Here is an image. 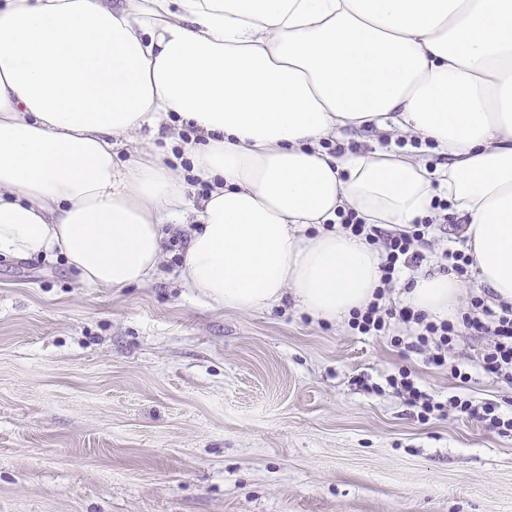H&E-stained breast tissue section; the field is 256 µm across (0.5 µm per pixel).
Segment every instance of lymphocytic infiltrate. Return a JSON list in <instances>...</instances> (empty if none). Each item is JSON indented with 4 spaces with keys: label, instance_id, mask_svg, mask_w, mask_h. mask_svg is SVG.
I'll return each mask as SVG.
<instances>
[{
    "label": "lymphocytic infiltrate",
    "instance_id": "lymphocytic-infiltrate-1",
    "mask_svg": "<svg viewBox=\"0 0 512 512\" xmlns=\"http://www.w3.org/2000/svg\"><path fill=\"white\" fill-rule=\"evenodd\" d=\"M344 229L366 241L381 243L380 285L374 299L364 310L355 312L351 326L360 333L384 331L390 321L398 320L417 327L411 349L424 354L428 363L438 367H448L451 375L460 381H467L468 374L459 364L449 362L448 355L455 350L461 335L467 334L483 339L484 346L476 359L480 367L489 374L504 380H512V303L485 302L483 297H472L470 307L461 316L460 322L432 320L420 311L410 307H396L384 301L386 290L394 276L402 267H421L426 259L425 252L429 241L425 231L430 228V220L409 225L406 230L381 232L372 224L363 223L355 214L342 218ZM386 384L392 393L404 402L418 409L420 416L434 413L445 414L447 409H455L467 418L484 423L488 429L501 434L512 433V417H503L495 402L480 404L458 396L450 397L448 403L434 401L422 391L409 373L388 378Z\"/></svg>",
    "mask_w": 512,
    "mask_h": 512
}]
</instances>
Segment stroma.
Returning <instances> with one entry per match:
<instances>
[{
  "mask_svg": "<svg viewBox=\"0 0 512 512\" xmlns=\"http://www.w3.org/2000/svg\"><path fill=\"white\" fill-rule=\"evenodd\" d=\"M163 235L146 286L0 257V512H512V436L370 390L408 371L508 417L512 383L454 379L402 323L213 306L177 278L187 225Z\"/></svg>",
  "mask_w": 512,
  "mask_h": 512,
  "instance_id": "1",
  "label": "stroma"
}]
</instances>
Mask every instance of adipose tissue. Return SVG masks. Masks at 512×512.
Listing matches in <instances>:
<instances>
[{"mask_svg": "<svg viewBox=\"0 0 512 512\" xmlns=\"http://www.w3.org/2000/svg\"><path fill=\"white\" fill-rule=\"evenodd\" d=\"M189 129L200 201L164 155L118 158ZM371 129L370 150H332ZM441 196L512 302V0H0V256L145 285L162 226L189 222L185 286L336 322L381 263L341 214L399 230ZM463 294L422 271L401 298L444 319Z\"/></svg>", "mask_w": 512, "mask_h": 512, "instance_id": "1", "label": "adipose tissue"}]
</instances>
